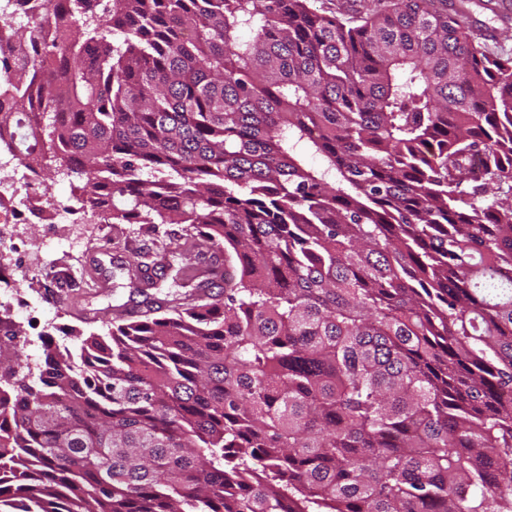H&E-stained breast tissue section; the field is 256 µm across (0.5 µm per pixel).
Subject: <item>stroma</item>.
Wrapping results in <instances>:
<instances>
[{"instance_id": "35a3bbf8", "label": "stroma", "mask_w": 512, "mask_h": 512, "mask_svg": "<svg viewBox=\"0 0 512 512\" xmlns=\"http://www.w3.org/2000/svg\"><path fill=\"white\" fill-rule=\"evenodd\" d=\"M465 12L471 30L483 38L492 52L512 51V24H503L494 9L496 0H453ZM70 225L58 224L54 229L33 220L19 225L14 243L18 259L37 248H45L46 261L59 284L47 288L43 279L20 284L10 279L0 281V294L10 298L14 312L12 324L20 334L11 344L21 360L42 361V334L56 342L75 347L68 337L69 328L84 333L107 334L108 320L124 311L139 307L144 296L142 281L130 272L133 251L150 244L149 234H136L133 226L115 231L101 225L77 248L69 247Z\"/></svg>"}]
</instances>
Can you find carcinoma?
<instances>
[{
	"instance_id": "obj_1",
	"label": "carcinoma",
	"mask_w": 512,
	"mask_h": 512,
	"mask_svg": "<svg viewBox=\"0 0 512 512\" xmlns=\"http://www.w3.org/2000/svg\"><path fill=\"white\" fill-rule=\"evenodd\" d=\"M309 2L14 32L0 124L205 278L74 331L81 372L3 364L0 512H512V55L448 0ZM365 0H314L311 2L326 15H336L338 17H348L354 9L360 8V4Z\"/></svg>"
}]
</instances>
